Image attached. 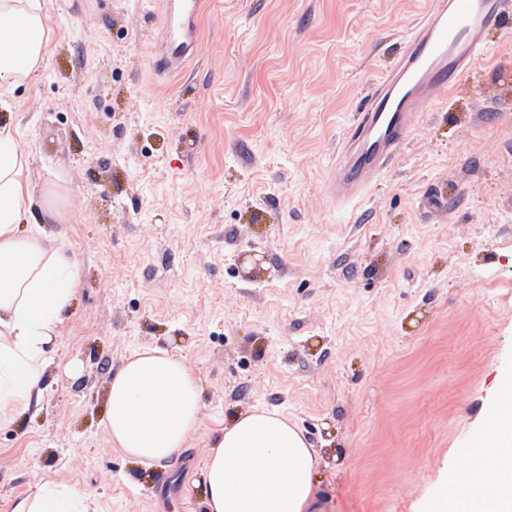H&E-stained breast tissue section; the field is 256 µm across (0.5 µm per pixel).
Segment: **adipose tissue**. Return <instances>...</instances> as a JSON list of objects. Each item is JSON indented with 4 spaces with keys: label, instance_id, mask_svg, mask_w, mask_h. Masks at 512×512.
I'll return each instance as SVG.
<instances>
[{
    "label": "adipose tissue",
    "instance_id": "obj_1",
    "mask_svg": "<svg viewBox=\"0 0 512 512\" xmlns=\"http://www.w3.org/2000/svg\"><path fill=\"white\" fill-rule=\"evenodd\" d=\"M47 44L40 0H0V82L37 70ZM28 159L9 128H0V423L36 407L63 342L62 325L79 284L75 262L42 226L21 231L34 197ZM201 424L196 372L166 352L131 354L108 385L106 430L113 446L142 463L168 459ZM493 479L461 500L442 487L424 512H512V391L503 390L489 421ZM316 453L302 430L274 411L241 415L211 444L202 472L209 512H303L312 494ZM87 487L48 480L12 512H92Z\"/></svg>",
    "mask_w": 512,
    "mask_h": 512
}]
</instances>
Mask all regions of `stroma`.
<instances>
[{
  "instance_id": "stroma-1",
  "label": "stroma",
  "mask_w": 512,
  "mask_h": 512,
  "mask_svg": "<svg viewBox=\"0 0 512 512\" xmlns=\"http://www.w3.org/2000/svg\"><path fill=\"white\" fill-rule=\"evenodd\" d=\"M40 2L44 60L0 87V126L80 284L39 407L0 426V512L47 479L156 512L163 478L189 488L171 512H208L207 448L256 408L319 455L304 512H422L512 377V19L341 211L336 147L427 0H205L177 77L149 63L151 0ZM142 347L202 382L200 427L149 465L105 428ZM420 208L431 217H443L448 213V197L442 190L431 188L423 195Z\"/></svg>"
}]
</instances>
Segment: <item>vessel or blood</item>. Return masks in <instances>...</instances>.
<instances>
[{
  "instance_id": "1",
  "label": "vessel or blood",
  "mask_w": 512,
  "mask_h": 512,
  "mask_svg": "<svg viewBox=\"0 0 512 512\" xmlns=\"http://www.w3.org/2000/svg\"><path fill=\"white\" fill-rule=\"evenodd\" d=\"M203 0H162L164 44L156 65L178 71L194 60L200 46ZM512 17V0H430L406 38L395 64L375 81L348 125L328 181L337 206L365 196L397 159L424 110L445 98L473 74L487 51V35ZM420 208L433 217L448 212V197L429 189ZM490 439L472 436L454 486L471 489L474 475L491 470Z\"/></svg>"
}]
</instances>
